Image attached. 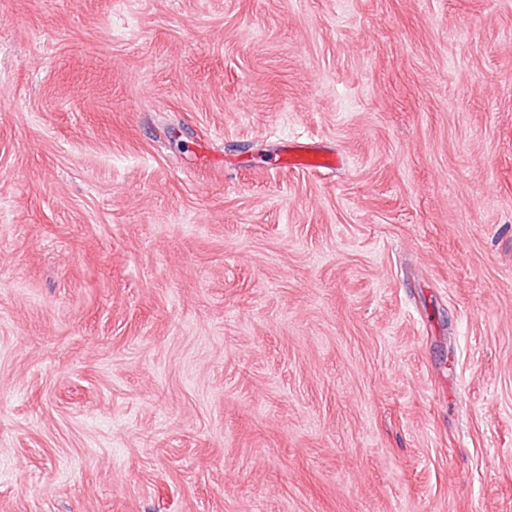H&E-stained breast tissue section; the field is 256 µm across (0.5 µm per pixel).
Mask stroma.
<instances>
[{
	"label": "stroma",
	"mask_w": 512,
	"mask_h": 512,
	"mask_svg": "<svg viewBox=\"0 0 512 512\" xmlns=\"http://www.w3.org/2000/svg\"><path fill=\"white\" fill-rule=\"evenodd\" d=\"M0 512H512V0H0ZM339 163L338 156L318 153L308 143L302 141L284 144L280 153L276 155L277 168L292 167L319 172L322 169H335Z\"/></svg>",
	"instance_id": "1"
}]
</instances>
